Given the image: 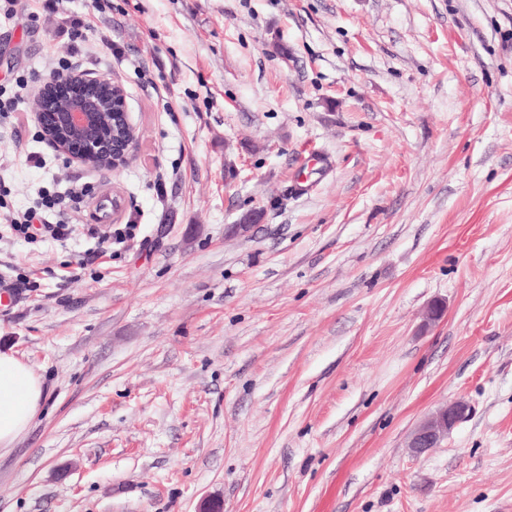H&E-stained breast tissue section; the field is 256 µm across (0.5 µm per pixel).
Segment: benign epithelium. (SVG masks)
I'll use <instances>...</instances> for the list:
<instances>
[{
	"label": "benign epithelium",
	"instance_id": "7a95c632",
	"mask_svg": "<svg viewBox=\"0 0 512 512\" xmlns=\"http://www.w3.org/2000/svg\"><path fill=\"white\" fill-rule=\"evenodd\" d=\"M104 78H92L76 71L60 72L42 83L36 96L34 117L51 147L71 162L112 170L133 154L136 142L130 141L113 151L112 138L87 137L84 131L98 123L104 111L132 125L123 89ZM471 406L455 400L430 414L414 431L409 448L420 455L435 447L461 422L469 418Z\"/></svg>",
	"mask_w": 512,
	"mask_h": 512
}]
</instances>
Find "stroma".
<instances>
[{"instance_id": "obj_1", "label": "stroma", "mask_w": 512, "mask_h": 512, "mask_svg": "<svg viewBox=\"0 0 512 512\" xmlns=\"http://www.w3.org/2000/svg\"><path fill=\"white\" fill-rule=\"evenodd\" d=\"M64 13L119 46L82 69L138 145L95 171L0 120V348L47 392L0 512H512V0ZM58 22L0 17V86L70 56ZM32 153L88 188L67 240L7 221L50 185ZM471 406L466 400H455L430 414L414 431L409 448L420 455L434 448L461 422L469 418Z\"/></svg>"}]
</instances>
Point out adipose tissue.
Instances as JSON below:
<instances>
[{
  "instance_id": "ef3b65f1",
  "label": "adipose tissue",
  "mask_w": 512,
  "mask_h": 512,
  "mask_svg": "<svg viewBox=\"0 0 512 512\" xmlns=\"http://www.w3.org/2000/svg\"><path fill=\"white\" fill-rule=\"evenodd\" d=\"M46 398L32 367L14 352L0 351V449L24 434Z\"/></svg>"
}]
</instances>
